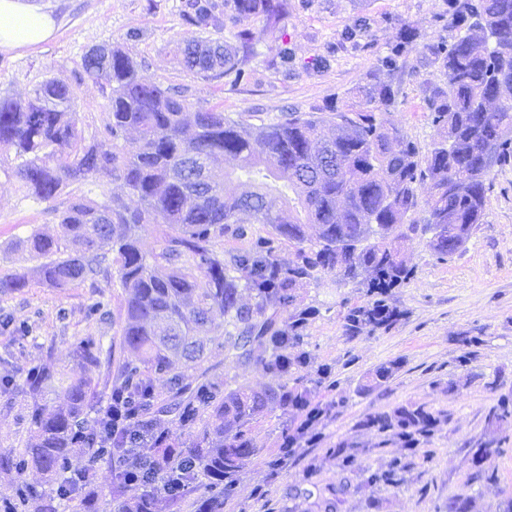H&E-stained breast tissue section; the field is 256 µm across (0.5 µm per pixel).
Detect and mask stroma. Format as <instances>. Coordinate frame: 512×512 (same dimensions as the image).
<instances>
[{"label": "stroma", "mask_w": 512, "mask_h": 512, "mask_svg": "<svg viewBox=\"0 0 512 512\" xmlns=\"http://www.w3.org/2000/svg\"><path fill=\"white\" fill-rule=\"evenodd\" d=\"M57 22L54 37L29 50L0 52V98L26 97L51 77L68 79L74 88L78 125L85 136H104L108 99L91 81H80L82 56L91 48L119 44L144 75L164 88L182 91L192 108H215L248 128L267 124L292 110L324 113L333 105L355 101L368 73L377 68L397 41L402 24L413 25L418 37L414 49L399 59L392 74L395 102L384 120L428 150L436 137L425 106V88L436 68L423 67L428 45L453 42L447 26V0H291L277 27L258 18L244 22L255 36V52L248 66V82L206 80L188 71L176 53L183 39L194 35L181 14V0H41ZM363 17L366 31L357 43L341 40L355 17ZM288 44L289 67L275 62L276 48ZM13 150H0V270L27 271L36 262L28 252L14 249L15 238L39 231L64 239L57 214L77 200L103 201L105 194L126 196L121 182L91 177L63 186L49 202L21 189L12 171ZM402 251L413 277L396 293L404 318L389 332L363 335L347 341L342 320L360 293L351 283L325 276L301 290L298 306L314 305L320 314L308 329V348L318 362L334 367L339 390L347 399L344 412L324 429L321 443L289 462L277 478H270L264 455L276 450L283 415L271 406L253 423L250 434L263 456L246 467L237 495L224 512H313L309 503L288 498L308 467L315 480L326 485L340 474L327 453L339 440L367 446L362 461L377 467L396 446L376 447L369 430L358 429L365 414L398 406L424 404L448 415L428 445L432 457L418 461L398 488H368L349 499L345 512H448V500L471 497L472 512H499L512 497V426L503 427V452L487 455L481 465L497 477L482 486L469 481L475 466L471 449L486 432L485 415L498 397L512 393V164L492 176L485 216L466 245L441 261L419 239L404 241ZM124 294L117 280L50 288L32 282L15 293H0V377L10 379L0 393V452L22 450L29 437L27 399L21 393L31 369L44 367L74 376L87 375L97 384L96 407L110 398L116 376V358H129L121 347ZM462 336L481 337L475 357L467 365L458 359L465 348ZM94 339L101 362L81 368L71 351L75 344ZM207 338L214 349L208 360L209 378L223 383L236 377L252 388L265 384L253 372H235L224 362L220 344L224 328L213 325ZM398 359L402 368L386 388L359 394L366 374L377 365ZM35 493L49 492L53 483L36 468L17 474L13 464L0 466V501L16 500L19 486Z\"/></svg>", "instance_id": "35a3bbf8"}]
</instances>
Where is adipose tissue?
Masks as SVG:
<instances>
[{"instance_id":"obj_1","label":"adipose tissue","mask_w":512,"mask_h":512,"mask_svg":"<svg viewBox=\"0 0 512 512\" xmlns=\"http://www.w3.org/2000/svg\"><path fill=\"white\" fill-rule=\"evenodd\" d=\"M55 21L39 0H0V49L13 51L50 39Z\"/></svg>"}]
</instances>
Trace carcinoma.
Segmentation results:
<instances>
[{"mask_svg": "<svg viewBox=\"0 0 512 512\" xmlns=\"http://www.w3.org/2000/svg\"><path fill=\"white\" fill-rule=\"evenodd\" d=\"M447 2L457 35L449 45L429 48L439 78L425 104L437 139L423 157L417 143L382 118L395 101L385 71L416 39L406 24L390 55L358 89L357 103L333 107L327 117L285 112L251 132L222 111L190 109L181 92L147 79L117 45L90 49L80 72V79L108 93L109 142L82 134L72 86L63 78L43 81L24 100L0 98V146L14 149L19 163L13 174L26 193L48 202L63 185L94 176L123 181L139 200L134 210L114 196L92 205L76 201L58 213L67 244L34 231L13 246L39 261L35 276L51 288L115 271L125 296L121 345L137 364L125 363L112 389L127 390L154 425L153 438L141 448L149 459L168 454L169 423L195 429L183 452L197 465L182 480L188 493L204 490L196 512H224L244 466L261 453L249 425L270 404L288 414L281 443L288 454L268 461L273 472L318 440L317 426L345 407L340 395L316 400L338 381L330 366L312 368L308 329L319 310L296 306L299 291L322 275L354 283L364 299L348 307L343 335L353 341L387 332L405 316L391 301L392 291L412 275L400 242L428 233L426 246L444 260L483 221L490 174L512 162V0ZM232 11L239 20L260 18L276 27L288 0H232ZM184 13L205 36L178 46L182 65L204 78L248 80L252 32L243 28L236 42L226 41L209 0H186ZM129 130L139 134L132 153L119 144ZM232 177L245 190L228 195L224 181ZM255 224L269 231L257 235ZM148 225L157 233L156 249L144 247L141 231ZM172 225L179 229L175 235L166 231ZM226 237L250 245L226 252L220 248ZM30 281L26 272L0 271V292L20 291ZM218 321L224 323V358L269 383L253 390L226 379L221 388L206 377V332ZM72 357L81 366L95 365L99 347L81 341ZM400 368L396 360L377 366L360 391L387 386ZM25 394L34 439L19 455L17 474L31 464L54 476L82 455L81 480L97 486L95 464L106 432L87 419L97 384L36 367ZM510 420L512 395H504L488 412L487 438L472 449V482L494 481L480 462L501 448L499 427ZM443 421V414L421 404L370 412L359 426L378 438L375 447L396 441L408 453L373 469L360 461L363 449L338 441L327 453L341 477L321 486L308 476L292 487V496L312 501L315 512H341L364 487L397 488L412 455ZM158 505L154 489L116 467L112 512H158Z\"/></svg>", "mask_w": 512, "mask_h": 512, "instance_id": "cac0c4a2", "label": "carcinoma"}]
</instances>
